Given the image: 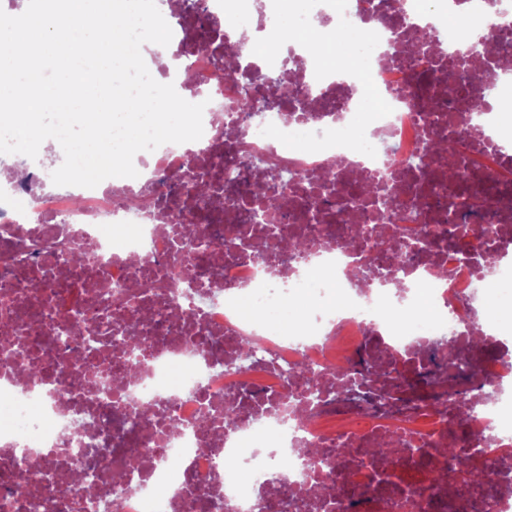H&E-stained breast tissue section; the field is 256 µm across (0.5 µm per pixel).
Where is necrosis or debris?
I'll list each match as a JSON object with an SVG mask.
<instances>
[{"label":"necrosis or debris","instance_id":"1","mask_svg":"<svg viewBox=\"0 0 512 512\" xmlns=\"http://www.w3.org/2000/svg\"><path fill=\"white\" fill-rule=\"evenodd\" d=\"M155 2L173 38L142 50L177 61L151 75L204 103L202 137L139 152L138 177L93 188L0 176V512H32L35 498L94 512L112 494L94 478L103 464L122 475L123 512H512V324L489 320L482 274L486 251L512 256V143L499 135L512 125V54L447 64L461 36L512 29V0H207L223 21L215 38L208 17ZM416 12L431 18L430 47ZM353 22L371 32L364 71L333 74L306 37ZM287 24L298 34L284 44ZM202 37L210 49L183 58ZM248 89L276 109L243 117ZM442 138L468 164L428 151ZM258 159L289 169L287 184L258 179ZM366 175L396 223L351 196ZM461 177L486 197L467 219L448 209ZM275 188L287 205L248 220ZM378 226L391 245L370 266ZM32 242L58 261L34 262ZM289 303L288 325L255 316ZM76 322L111 365L70 337ZM245 340L258 357L240 359ZM432 349L474 379L443 367L421 381ZM381 443L390 454L373 455Z\"/></svg>","mask_w":512,"mask_h":512}]
</instances>
